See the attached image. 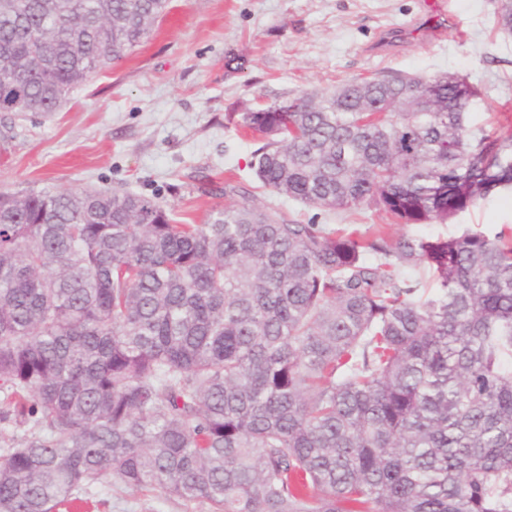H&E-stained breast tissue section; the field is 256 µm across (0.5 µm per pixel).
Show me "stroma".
<instances>
[{
  "label": "stroma",
  "mask_w": 512,
  "mask_h": 512,
  "mask_svg": "<svg viewBox=\"0 0 512 512\" xmlns=\"http://www.w3.org/2000/svg\"><path fill=\"white\" fill-rule=\"evenodd\" d=\"M497 2L454 0L434 35L423 0H171L145 43L75 88L52 118L17 123L0 148V192L124 189L200 224L220 203L202 192L203 174L302 224L380 223L366 208L329 212L259 188L250 162L260 142L242 112L352 79L447 73L480 90L469 121L489 127L494 113H512V36L496 27ZM402 26L415 36L394 37ZM502 224H512V197L500 194L410 231L458 236ZM94 499L88 512H186L159 490L104 485Z\"/></svg>",
  "instance_id": "35a3bbf8"
}]
</instances>
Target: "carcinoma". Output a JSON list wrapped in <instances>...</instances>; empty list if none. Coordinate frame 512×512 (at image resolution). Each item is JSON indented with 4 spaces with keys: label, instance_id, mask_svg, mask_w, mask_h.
<instances>
[{
    "label": "carcinoma",
    "instance_id": "obj_1",
    "mask_svg": "<svg viewBox=\"0 0 512 512\" xmlns=\"http://www.w3.org/2000/svg\"><path fill=\"white\" fill-rule=\"evenodd\" d=\"M168 7L0 0V113L51 116ZM478 96L394 74L242 113L262 187L390 224H300L230 182L203 224L1 192L0 512L112 480L199 512H512V224L397 231L512 192V117L471 127Z\"/></svg>",
    "mask_w": 512,
    "mask_h": 512
}]
</instances>
